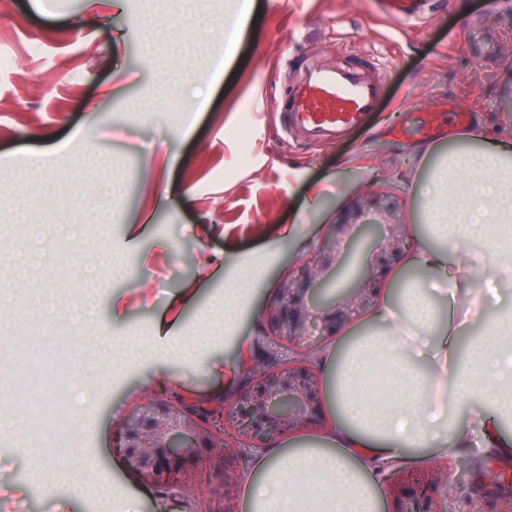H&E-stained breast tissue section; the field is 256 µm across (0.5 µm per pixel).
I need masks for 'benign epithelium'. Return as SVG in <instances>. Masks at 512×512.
Returning a JSON list of instances; mask_svg holds the SVG:
<instances>
[{
	"label": "benign epithelium",
	"instance_id": "benign-epithelium-1",
	"mask_svg": "<svg viewBox=\"0 0 512 512\" xmlns=\"http://www.w3.org/2000/svg\"><path fill=\"white\" fill-rule=\"evenodd\" d=\"M407 247L404 225L385 224L368 205H356L345 222L334 226L316 259L282 282L266 311L263 325L269 338L297 356L271 362L237 391L231 405L243 408L246 420L228 413L224 420L229 427L219 432L182 403L150 397L147 407L119 429L117 446L131 466L159 490H186L203 468L199 448L209 449L211 455H233L238 449L228 444L227 436L257 447L269 435L320 425L321 379L305 353L330 329L347 325L377 303L384 277L377 252L395 260ZM389 482L399 503L397 512H417L423 497L430 503L429 512H446L436 491L448 488L447 464H439L431 474L398 469L389 474Z\"/></svg>",
	"mask_w": 512,
	"mask_h": 512
}]
</instances>
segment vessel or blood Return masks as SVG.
I'll list each match as a JSON object with an SVG mask.
<instances>
[{
    "label": "vessel or blood",
    "instance_id": "1",
    "mask_svg": "<svg viewBox=\"0 0 512 512\" xmlns=\"http://www.w3.org/2000/svg\"><path fill=\"white\" fill-rule=\"evenodd\" d=\"M381 11L393 20L419 13L418 0H380ZM379 91L343 72L310 76L288 99L286 124L313 136L337 138L357 126L374 108Z\"/></svg>",
    "mask_w": 512,
    "mask_h": 512
}]
</instances>
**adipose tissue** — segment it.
Masks as SVG:
<instances>
[{"label":"adipose tissue","mask_w":512,"mask_h":512,"mask_svg":"<svg viewBox=\"0 0 512 512\" xmlns=\"http://www.w3.org/2000/svg\"><path fill=\"white\" fill-rule=\"evenodd\" d=\"M445 154L427 150L433 198L425 237L407 253L400 296H384L362 335L342 336L322 357L334 426L316 443L284 442L253 462L244 512H383V466L445 457L480 433L512 454V145L466 130ZM247 263L224 270L225 327L252 293ZM196 296L182 289L151 336L106 349L119 369L145 352L196 358L173 334Z\"/></svg>","instance_id":"1"}]
</instances>
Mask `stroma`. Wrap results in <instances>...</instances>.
I'll list each match as a JSON object with an SVG mask.
<instances>
[{"instance_id":"1","label":"stroma","mask_w":512,"mask_h":512,"mask_svg":"<svg viewBox=\"0 0 512 512\" xmlns=\"http://www.w3.org/2000/svg\"><path fill=\"white\" fill-rule=\"evenodd\" d=\"M9 0L0 7V56L17 70L0 69V248L15 257L37 252L35 274L16 281L0 270L9 310L0 331L16 343L0 350V389L21 391L30 349L29 327L43 320L38 301L61 303L95 295L107 305L123 293L129 317L108 314L75 337L61 324L48 354L65 344L99 351L105 336H147L181 288L196 290L183 324L221 331L223 316L209 310L224 292V264L252 257L255 298L241 320L225 362L238 354L262 356L256 325L281 281L311 259L356 200L371 197L382 221L415 234L425 173L424 151L447 147L458 131L434 126L432 114L450 105L469 113L470 125L512 142V0H438L424 22L410 26L376 13L371 0H246L248 22L238 42L225 44L222 73L214 71L209 36L198 19L223 29L232 0ZM343 69L376 84L374 111L339 140L322 142L295 131L283 135L271 118L292 86L310 73ZM44 156L41 176L30 174V153ZM119 181L121 191L104 192ZM143 227L138 250L121 247L127 224ZM95 273L67 286L46 273L77 256ZM158 360L146 358L113 375L99 364L87 374L90 399L74 411L68 447L93 462L95 479L79 467L57 473L48 455L32 464L27 448L51 446L50 421L24 403L19 426L0 430V512H98L97 488L112 503L134 495L142 512H242L240 485L252 455L212 458L185 497H162L142 482L115 448L125 418L155 388ZM185 404L213 408L240 389V380L174 365ZM459 457H480L453 501L462 512L472 499L491 512V477L503 463L491 449L469 446ZM236 484L224 487L225 472Z\"/></svg>"}]
</instances>
